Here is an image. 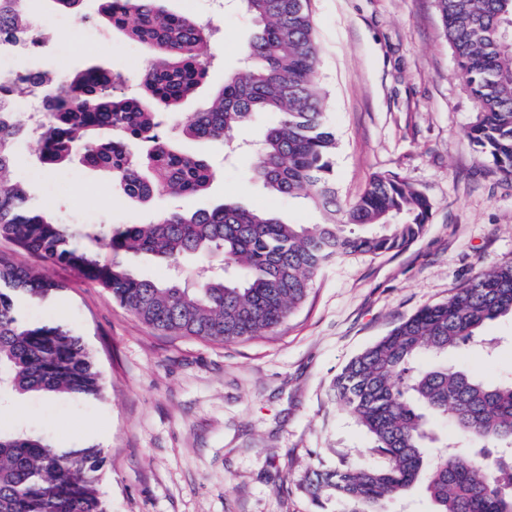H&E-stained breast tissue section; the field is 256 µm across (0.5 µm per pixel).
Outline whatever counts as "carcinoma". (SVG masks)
Segmentation results:
<instances>
[{"instance_id":"cac0c4a2","label":"carcinoma","mask_w":512,"mask_h":512,"mask_svg":"<svg viewBox=\"0 0 512 512\" xmlns=\"http://www.w3.org/2000/svg\"><path fill=\"white\" fill-rule=\"evenodd\" d=\"M21 0H0V52L38 41ZM101 13L153 56L132 96L117 75L84 68L45 99L42 160L80 156L102 169L113 188L147 203L165 193L187 199L205 192L214 172L206 158L181 151L161 127L207 77L211 27L170 10L166 0H100ZM256 30L242 48L244 72H230L212 101L182 125L193 140L224 142L255 118L268 122L253 153L251 179L272 195L301 198L313 224L226 200L211 209L172 210L152 224L86 225L77 234L113 254L73 242L70 228L32 205L24 187L5 177L13 144L28 136L14 99L43 83L29 72L0 80V236L48 265L76 268L106 288L142 323L172 336L239 342L279 326L306 298L331 260L399 251L424 231L429 200L397 175L374 176L352 203L336 196V138L319 85V47L307 0H242ZM475 121L464 136L512 176V0H435ZM140 144L133 152L130 143ZM218 252L239 271L206 276L190 287L176 279H141L118 257L151 254L170 265ZM63 288L47 273L0 260V395L97 396L101 378L80 338L59 325H31L18 303ZM512 317V261L479 271L448 301L422 308L348 362L333 389L366 429L378 468L307 470L302 485L323 512H387L417 484L434 512H512V382L485 383L448 362L489 321ZM423 352L438 355L419 370ZM456 439L426 452L433 419ZM101 449L52 447L45 439L0 430V512H108L100 491Z\"/></svg>"}]
</instances>
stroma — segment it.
<instances>
[{"mask_svg":"<svg viewBox=\"0 0 512 512\" xmlns=\"http://www.w3.org/2000/svg\"><path fill=\"white\" fill-rule=\"evenodd\" d=\"M21 6L48 38L38 51H10L12 71L57 76L96 64L136 90L149 53L99 15L98 0H82L68 12L54 0ZM167 6L213 18L214 62L180 109L187 118L223 86L225 74L241 67V48L255 26L238 0H224L217 15L212 0H167ZM309 9L325 110L336 132L341 200L356 198L373 175L395 173L429 199V223L403 250L329 263L272 333L231 344L162 335L77 270L50 267L62 290L22 302L21 313L27 322L81 337L103 391L97 398L2 397L0 430L39 435L59 448H101L109 512H318L297 487L308 468L385 463L336 401V374L398 321L446 302L477 271L512 260V177L463 135L475 111L434 0H309ZM169 136L217 168L193 208L232 198L296 224L317 222L307 206L250 184L247 156H225L221 144L174 130ZM15 155L10 178L60 224L85 217L115 227L146 223L177 205L167 197L129 201L113 192L103 172L78 161L46 167L27 139L16 142ZM124 261L140 278L175 276L190 284L202 268L222 264L216 255L186 257L176 270L147 256ZM481 334L496 339L494 349L470 344L450 360L492 384L512 379V318L486 323Z\"/></svg>","mask_w":512,"mask_h":512,"instance_id":"35a3bbf8","label":"stroma"}]
</instances>
